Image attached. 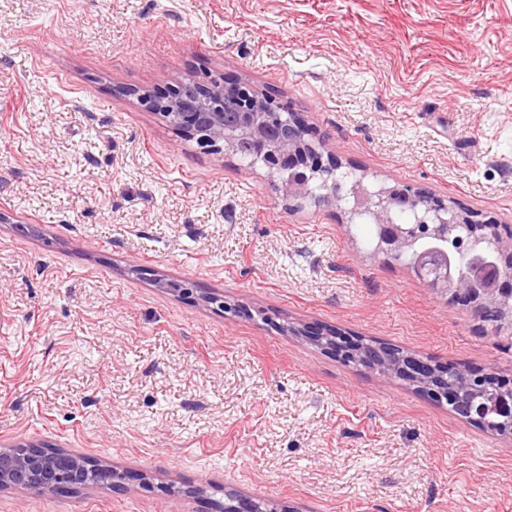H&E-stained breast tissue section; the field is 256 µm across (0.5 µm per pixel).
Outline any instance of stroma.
<instances>
[{
  "mask_svg": "<svg viewBox=\"0 0 512 512\" xmlns=\"http://www.w3.org/2000/svg\"><path fill=\"white\" fill-rule=\"evenodd\" d=\"M219 77L340 171L512 225V0H0V443L148 475L0 512H512V436L288 329L505 378L512 338L140 98ZM225 502H224V512H277V508L271 505L270 502L267 501L266 507L262 508L260 504H258L254 498L245 497L237 494L234 491H225L224 493ZM226 497H228L226 499ZM231 501L234 503L231 506H227L226 502Z\"/></svg>",
  "mask_w": 512,
  "mask_h": 512,
  "instance_id": "obj_1",
  "label": "stroma"
}]
</instances>
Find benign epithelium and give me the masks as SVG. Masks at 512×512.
Returning a JSON list of instances; mask_svg holds the SVG:
<instances>
[{"label": "benign epithelium", "instance_id": "7a95c632", "mask_svg": "<svg viewBox=\"0 0 512 512\" xmlns=\"http://www.w3.org/2000/svg\"><path fill=\"white\" fill-rule=\"evenodd\" d=\"M151 106L162 110L161 116L182 131L184 136L207 151H222L238 142L246 145L266 164L275 168L284 163L289 167L306 168L309 162L320 169H333L336 160L327 155V164L318 157L321 152L313 143L306 141L307 129L303 122L284 105H276L262 92H249L235 83L213 80L208 84L182 83L162 101H153ZM406 204L418 211L415 230L421 236L429 235L430 224H475L477 220L463 215L431 195L416 191L405 193ZM391 201L380 202L374 211L375 223L381 225L380 242L387 253H395L403 246L406 229L393 225ZM456 257L463 259L466 269L461 277L452 267V258L444 250L422 254L421 266H433L437 270L434 278L436 290L455 300L467 302L474 316L483 315L490 305H497L504 298V285L498 276L499 256L495 253H469L459 245ZM296 336H306L318 343L334 344L336 330L318 328L309 331L302 327H288ZM430 363L415 354L390 357L378 354L370 362V368L389 377H406L427 389V394L439 400L453 401L448 389L436 385L435 376L428 371ZM509 395L503 397L501 412L505 432H512V387L501 383ZM105 473L112 470V487L124 485L128 474L100 461L70 450H54L28 443L16 449L0 447V491L24 490L44 493L59 487V481L67 479V485L85 487L87 467ZM224 496L232 502L224 506L225 512H277L271 503L261 507L255 499L225 491Z\"/></svg>", "mask_w": 512, "mask_h": 512}]
</instances>
